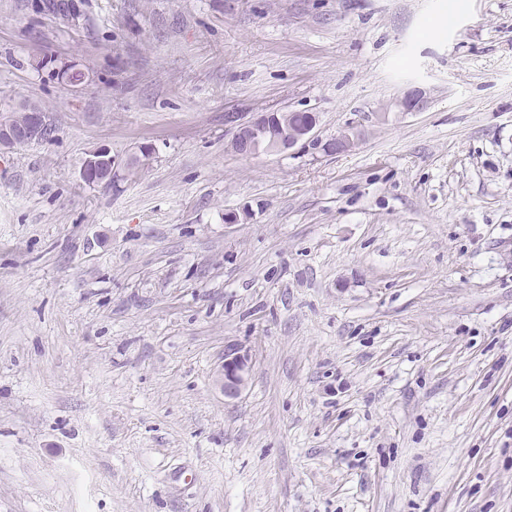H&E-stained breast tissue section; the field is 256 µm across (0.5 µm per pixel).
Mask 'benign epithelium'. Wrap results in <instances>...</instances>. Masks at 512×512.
Listing matches in <instances>:
<instances>
[{"mask_svg": "<svg viewBox=\"0 0 512 512\" xmlns=\"http://www.w3.org/2000/svg\"><path fill=\"white\" fill-rule=\"evenodd\" d=\"M427 104L426 92L419 87L407 90L403 97L396 102V106L405 112L422 111ZM228 119L234 123L229 148L232 152L242 156L252 155L260 150L271 153L282 152L294 147L300 141L314 137L311 126L290 128L282 133L273 130L271 135H266L271 121L276 119V114L273 112H261L256 117L239 123L235 122V116L232 114L228 116ZM42 136L43 127L40 117L35 112H28L26 119L20 123L0 125V149L9 147L19 137L29 141H39ZM364 136V129L348 126L341 130L336 138L326 142L323 145V150L328 152L334 145L340 152L352 151L357 148ZM119 164L121 161L111 156L107 148L99 147L84 159L80 169V178L86 183L93 182L107 172L106 166L110 165L115 170ZM247 375L248 363L245 356L234 352L227 354L224 357V367L222 368L224 396H237L246 385Z\"/></svg>", "mask_w": 512, "mask_h": 512, "instance_id": "obj_1", "label": "benign epithelium"}]
</instances>
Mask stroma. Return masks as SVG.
Here are the masks:
<instances>
[{"instance_id": "35a3bbf8", "label": "stroma", "mask_w": 512, "mask_h": 512, "mask_svg": "<svg viewBox=\"0 0 512 512\" xmlns=\"http://www.w3.org/2000/svg\"><path fill=\"white\" fill-rule=\"evenodd\" d=\"M25 102L55 131L0 151V512H512V0H0ZM273 110L317 143L229 150ZM364 136V129L358 128L357 126H348L341 130L336 135V138L326 142L322 147L325 153L329 152L330 146H334L335 144L338 152L352 151L357 148ZM108 164V170L106 169ZM124 166V163L114 156L110 155L105 147H99L94 151L90 152L89 155L84 159L81 169L80 178L85 182H93L102 177V173L110 171V165L112 166V173L119 166ZM222 389L225 397L237 396L246 385L248 363L244 355L228 353L222 368Z\"/></svg>"}]
</instances>
